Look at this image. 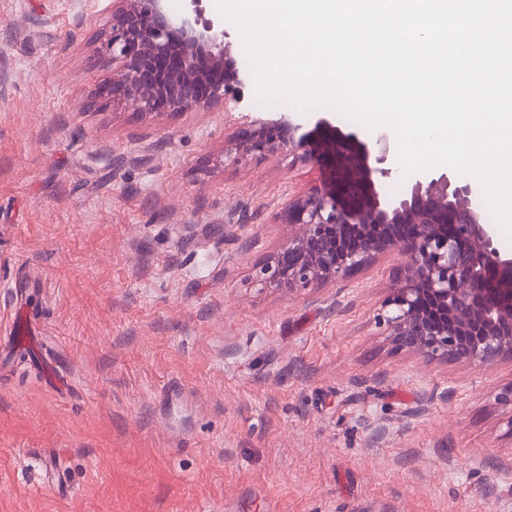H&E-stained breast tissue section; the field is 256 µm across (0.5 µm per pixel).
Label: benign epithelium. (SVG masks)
Listing matches in <instances>:
<instances>
[{
    "label": "benign epithelium",
    "mask_w": 512,
    "mask_h": 512,
    "mask_svg": "<svg viewBox=\"0 0 512 512\" xmlns=\"http://www.w3.org/2000/svg\"><path fill=\"white\" fill-rule=\"evenodd\" d=\"M201 0L179 17L165 0H112L106 94L148 118L206 112L243 80L229 65L224 30L203 19ZM319 138L282 117L237 135L236 162L253 153L325 159L332 186L288 199V235L261 266L258 284L293 291L346 279L388 254L400 256L396 287L377 321L398 349L430 361L491 367L512 361V255L495 246L482 198L451 170L413 173L399 192L392 135L364 138L327 120Z\"/></svg>",
    "instance_id": "obj_1"
}]
</instances>
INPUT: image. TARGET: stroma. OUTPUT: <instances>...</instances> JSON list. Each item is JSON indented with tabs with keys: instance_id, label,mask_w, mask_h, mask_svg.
Returning <instances> with one entry per match:
<instances>
[{
	"instance_id": "stroma-1",
	"label": "stroma",
	"mask_w": 512,
	"mask_h": 512,
	"mask_svg": "<svg viewBox=\"0 0 512 512\" xmlns=\"http://www.w3.org/2000/svg\"><path fill=\"white\" fill-rule=\"evenodd\" d=\"M157 119L95 98L112 0H0V512H512V362L392 348L398 261L297 291L255 269L326 162L225 160L237 133L307 113L256 98ZM35 283L16 305L6 285Z\"/></svg>"
}]
</instances>
